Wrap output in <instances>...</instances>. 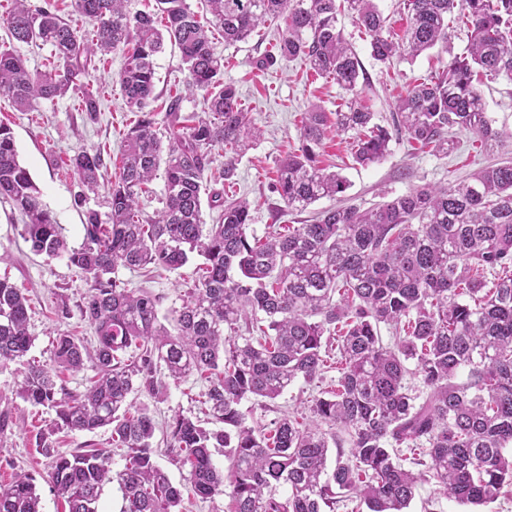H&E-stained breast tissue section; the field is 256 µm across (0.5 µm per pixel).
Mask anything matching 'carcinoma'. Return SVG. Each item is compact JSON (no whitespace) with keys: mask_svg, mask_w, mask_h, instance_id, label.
Listing matches in <instances>:
<instances>
[{"mask_svg":"<svg viewBox=\"0 0 512 512\" xmlns=\"http://www.w3.org/2000/svg\"><path fill=\"white\" fill-rule=\"evenodd\" d=\"M128 2L72 0L92 26L90 37L50 3L33 8L13 0L0 19L10 41L50 45L57 59L51 70L32 72L13 46L1 48L0 97L29 108L77 90L93 119L97 96L81 78L92 57L119 50L125 103L141 113L126 137L119 180L108 189L106 219L87 212L83 242L72 249L20 163L11 128L0 124V197L22 214L24 239L38 254L67 256L93 280L80 313L94 329V344L60 336L54 363L78 371L89 362L96 379L73 393L57 385L54 370L30 364L19 396L54 409L53 430L109 427L112 446L126 449L125 465L114 470L103 450L60 452L48 441L52 430L37 434V446L54 456L48 481L66 512H101L107 483L121 494L119 512H180L182 490L154 460L151 411L129 402L134 393L164 392L162 367L174 381L196 374L209 383L208 415L221 427L177 413L166 439L188 468L195 495L229 491L228 512H336L353 499L368 512H406L421 482L464 505L495 501L512 484V160L370 208L344 203L263 238L250 230L247 202H227L214 191L209 204L222 214L207 226L201 205L212 151L224 153L219 177L230 181L259 129L236 88L221 78L224 61L187 0H156L155 11L135 13ZM200 2L226 44L285 18L276 52L258 66L299 58L334 82L343 92L335 125L355 133L352 156L361 166L388 155L392 134L373 122L363 98L365 70L338 27L343 9L383 64L448 48L450 20L468 30L465 52L449 55L435 76L398 97L396 133L445 156L457 131L486 143L512 136L493 128L480 88L482 76L512 79V0H406L399 41L376 0ZM167 41L181 53L188 89L204 92V108L182 116L172 101L165 140L147 107L155 57ZM327 123L322 106L311 104L298 149L279 165L275 188L290 213L348 189L344 177L320 165ZM162 164L163 208L147 220L138 209L140 193ZM71 165L82 184H98L101 154L78 152ZM195 254L203 258L202 274L173 318V333L159 321L149 289L112 277L120 266L176 270ZM27 321L25 295L0 278V365L27 356L33 344ZM382 325L392 333L388 344ZM333 345L336 388L312 399L310 422L284 415L270 429L246 424L242 400L274 401L301 379L313 382ZM412 373L421 395L409 392ZM215 448L228 449L229 471L214 464ZM404 448L422 454L421 469L402 467ZM0 512H42L32 476L16 473L0 488Z\"/></svg>","mask_w":512,"mask_h":512,"instance_id":"cac0c4a2","label":"carcinoma"}]
</instances>
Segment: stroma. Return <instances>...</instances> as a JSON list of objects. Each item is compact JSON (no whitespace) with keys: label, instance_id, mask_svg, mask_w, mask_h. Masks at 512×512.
I'll return each instance as SVG.
<instances>
[{"label":"stroma","instance_id":"obj_1","mask_svg":"<svg viewBox=\"0 0 512 512\" xmlns=\"http://www.w3.org/2000/svg\"><path fill=\"white\" fill-rule=\"evenodd\" d=\"M338 25L357 52L367 74L363 97L375 114L377 123L388 126L399 95L412 85L430 78L448 63L447 52L434 48L415 60H397L385 66L374 61L369 40L356 26L352 16L344 13ZM279 37L277 25L258 27L251 39L225 43L221 32L212 40L217 54L224 60V80L234 85L245 111L260 130L256 143L239 158L232 181L224 184L226 197L247 200L250 204L251 227L257 237H265L273 226L295 224L299 215L283 212V203L274 190L280 161L298 146L300 120L310 103L320 104L325 112L335 111L342 92L335 83L312 75L303 61L277 60L267 71H258L255 63L270 51ZM123 65L121 52L93 60L89 80L99 97L96 119L81 111L77 93L53 100H39L31 109L21 112L10 101L0 99V122L11 127L20 163L29 171L40 188L42 200L52 212L70 247H80L84 238L85 213L108 211V189L119 176V158L123 140L133 127L138 113L125 106L118 74ZM188 72L181 62L177 47L165 45L156 57L154 101L150 108L160 134H167L166 109L170 101L179 100L182 112L203 109L202 92H188ZM486 109L495 129L505 136L492 148H481L476 136L461 132L449 146L447 154L408 142L394 135L389 153L380 163L356 164L351 157L352 133L328 126L322 161L335 166L348 181V196L356 202L371 205L404 194L425 184L445 185L472 174L500 157L512 156V81L499 78L482 86ZM101 152L104 167L99 186L88 190L75 174L70 158L75 152ZM22 217L13 204L0 198V278L9 279L28 298V331L34 345L26 361L0 366V406L10 411L11 423L0 435V486L8 484L15 473L25 471L36 479L43 512H62L60 498L47 481L50 460L37 447L35 435L54 418L51 409L24 402L17 394L29 364L52 366L56 339L67 332L91 338L92 330L80 316L79 307L92 281L66 258H46L35 254L22 235ZM117 279L130 288H149L158 299V315L163 324H171L176 310L181 309L187 292L198 280L196 262L175 271L144 274L140 270L119 268ZM338 378L335 359H328L319 379L313 383L297 382L276 400L260 405L243 400L240 409L247 425L266 428L284 413L300 419L310 416L308 400L319 392L335 388ZM163 397L135 395V405H148L156 423L153 445L156 460L172 482L185 486L186 470L180 469L166 451V424L174 413L191 418L202 415V401L207 385L191 375L178 381H167ZM54 447L63 451L78 448L107 449L113 468L125 463L122 449L114 448L108 429L93 432L56 433Z\"/></svg>","mask_w":512,"mask_h":512}]
</instances>
